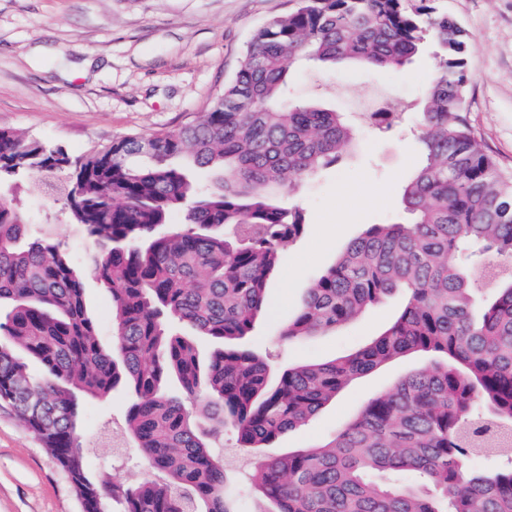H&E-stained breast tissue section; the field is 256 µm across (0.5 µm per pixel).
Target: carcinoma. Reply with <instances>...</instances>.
Here are the masks:
<instances>
[{"instance_id":"cac0c4a2","label":"carcinoma","mask_w":512,"mask_h":512,"mask_svg":"<svg viewBox=\"0 0 512 512\" xmlns=\"http://www.w3.org/2000/svg\"><path fill=\"white\" fill-rule=\"evenodd\" d=\"M436 0H299L253 35L234 77L180 129L132 134L75 155L0 127V187L37 176L90 251L34 234L0 195V404L68 476L82 512H239L217 440L264 448L353 380L410 354L430 364L372 397L324 444L256 458L265 512H512V462L479 460L512 436V177L466 108L472 36ZM428 43L437 71L417 121L420 167L402 188L408 222L371 225L307 288L280 335L333 331L400 294L364 348L276 377L247 344L299 211L280 204L354 145L344 113L289 97L295 64L354 59L384 73ZM378 133L398 115L369 113ZM185 158L220 177L193 183ZM185 222H171L172 212ZM85 267L107 292L112 340L89 312ZM214 350L202 359L195 337ZM42 376L27 372V361ZM133 395L122 435L149 474L93 475L80 433L87 401Z\"/></svg>"}]
</instances>
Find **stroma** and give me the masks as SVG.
<instances>
[{
    "label": "stroma",
    "mask_w": 512,
    "mask_h": 512,
    "mask_svg": "<svg viewBox=\"0 0 512 512\" xmlns=\"http://www.w3.org/2000/svg\"><path fill=\"white\" fill-rule=\"evenodd\" d=\"M296 0H0V126L22 129L79 154L133 133L178 129L205 110L235 74L242 52L268 19L292 11ZM473 35L467 66L469 119L499 169L512 173V0H438ZM432 49L401 70L379 74L351 63L333 69L294 67L292 97L326 95L337 111L375 112L392 103L411 126L434 76ZM350 158L282 196L303 217V230L285 251L268 292L269 314L249 344L272 367L329 360L375 338L401 305L393 297L352 323L319 336L285 342L280 326L337 254L370 224L405 217L401 188L420 165L411 135L358 134ZM14 196L30 223L57 234L76 254L87 240L67 221L51 191L19 184ZM412 355L353 381L306 425L266 448L269 456L324 443L376 392L423 367ZM130 398L114 391L92 402L83 418L92 469L109 470L118 484L143 474L133 444L112 450L101 442L122 423ZM241 512H263L246 496L254 454L225 432L219 450ZM0 512H81L65 473L15 411L0 406Z\"/></svg>",
    "instance_id": "stroma-1"
}]
</instances>
